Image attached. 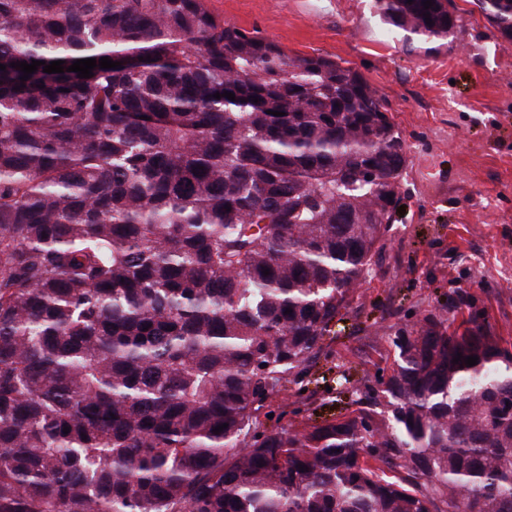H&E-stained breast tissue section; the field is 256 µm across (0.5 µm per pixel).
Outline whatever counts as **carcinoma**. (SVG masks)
<instances>
[{"label": "carcinoma", "mask_w": 512, "mask_h": 512, "mask_svg": "<svg viewBox=\"0 0 512 512\" xmlns=\"http://www.w3.org/2000/svg\"><path fill=\"white\" fill-rule=\"evenodd\" d=\"M423 2L375 0L408 41L462 26ZM474 5L512 40V0ZM0 64V512H512V350L462 289L388 327V376L322 377L355 409L260 420L394 222L405 145L357 71L205 0H0Z\"/></svg>", "instance_id": "obj_1"}]
</instances>
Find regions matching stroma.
Listing matches in <instances>:
<instances>
[{
  "label": "stroma",
  "mask_w": 512,
  "mask_h": 512,
  "mask_svg": "<svg viewBox=\"0 0 512 512\" xmlns=\"http://www.w3.org/2000/svg\"><path fill=\"white\" fill-rule=\"evenodd\" d=\"M224 22L293 56L328 55L359 72L383 97L406 146L404 213L354 304L363 326L354 352L376 338L369 373L390 372L387 327L411 321L443 292L467 290L495 331L512 337V41L471 0H452L463 26L447 45L408 50L388 33L373 0H205ZM342 344L311 369L312 381L270 400L265 427L322 420L337 407L316 379ZM368 350V349H367Z\"/></svg>",
  "instance_id": "stroma-1"
}]
</instances>
